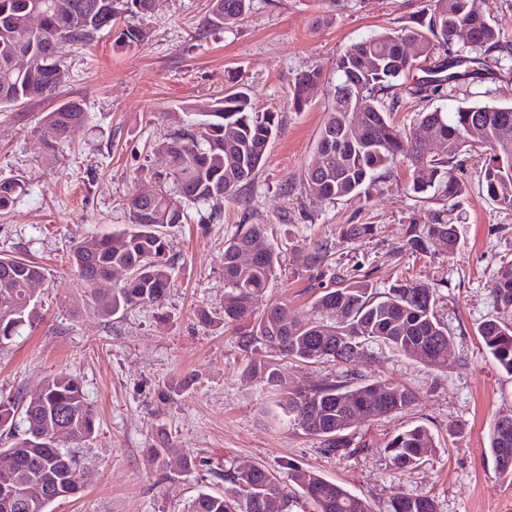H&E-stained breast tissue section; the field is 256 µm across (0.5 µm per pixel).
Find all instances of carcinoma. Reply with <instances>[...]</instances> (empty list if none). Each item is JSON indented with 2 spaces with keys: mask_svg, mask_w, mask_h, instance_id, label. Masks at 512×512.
<instances>
[{
  "mask_svg": "<svg viewBox=\"0 0 512 512\" xmlns=\"http://www.w3.org/2000/svg\"><path fill=\"white\" fill-rule=\"evenodd\" d=\"M251 0H213L211 23L222 27L241 21ZM160 0H0V109L48 96L62 83L66 69L62 48L87 44L95 33L114 25L121 13L143 16ZM41 15L38 27L31 17ZM425 31H386L351 45L336 61L330 88L331 107L316 147L319 165L309 166L302 185L321 201L361 197L379 173L400 162L411 169L409 190L448 202L453 211L466 193L450 163L474 146L485 149L482 187L490 200L512 207V104L458 105L452 112L438 108L419 114V132L394 124L391 111L408 94L420 100L445 95L460 82L483 79L511 57L504 53L500 30L474 0H430L422 23ZM147 39L138 26L121 29L116 43L136 47ZM420 62L429 76L403 82ZM315 71L296 79L291 106L308 105L309 90L318 84ZM195 127L176 129L160 149L166 167L158 189L132 195L127 202L128 227L73 243L70 257L89 287L92 312L109 319L134 306L162 304L171 284V256L166 228L183 223L184 204L215 203L236 193L264 165L268 143L278 127V114L257 112L243 91L196 108ZM54 144H66L87 121L83 103L71 99L43 117ZM20 183L0 180V210L10 207ZM436 210L428 224H409L404 248L427 252L457 247V227ZM267 225L241 224L224 242V323L247 325L239 336L245 349L260 343L284 357L315 364L336 361L344 366L336 379L304 387L288 386L280 372L265 362H251L247 371L261 375L272 388L274 418L315 437L326 455L348 448L353 417L375 418L401 412L417 400L409 388L377 379L365 382L352 369L373 358L374 348L387 347L431 367L448 363L451 336L437 316V291L421 283L394 284L378 291L363 282L345 283L334 273L315 284L320 289L314 314L293 318L288 306L269 303L262 313L256 304L276 276L280 252L266 242ZM266 247L248 264L238 256L258 243ZM330 246L300 249V271L328 266ZM116 268L125 270L121 283L101 293L93 288ZM43 267L21 257H0V351L6 350L21 327L38 317L29 285L43 279ZM495 315L477 333L495 363L512 373V261L492 277ZM21 416L24 430L0 454L12 464L0 468V512H49V506L76 495L88 482L74 449L96 430V414L78 377L57 373L29 399L0 403V428ZM436 448L422 425L397 434L384 448L393 469L406 473ZM489 451L496 470L512 477V418L494 421ZM177 450L149 449L151 463L171 468ZM289 484L262 465L237 466L224 472L222 493L199 492L186 512H293L304 499L314 512H372L369 503L344 486L301 463L288 462ZM386 512H436L427 495L392 499Z\"/></svg>",
  "mask_w": 512,
  "mask_h": 512,
  "instance_id": "cac0c4a2",
  "label": "carcinoma"
}]
</instances>
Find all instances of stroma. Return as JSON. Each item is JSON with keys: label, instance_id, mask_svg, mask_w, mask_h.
<instances>
[{"label": "stroma", "instance_id": "1", "mask_svg": "<svg viewBox=\"0 0 512 512\" xmlns=\"http://www.w3.org/2000/svg\"><path fill=\"white\" fill-rule=\"evenodd\" d=\"M428 0H252L239 23L211 25V0H162L136 18L148 33L134 49L103 31L85 46H65L68 75L51 96L0 115V179L23 191L0 215V254L44 269L35 299L40 316L0 353V400L31 396L49 376L77 375L97 412L94 436L79 448L90 475L83 492L54 502L51 512H183L199 491L224 490L230 467L258 463L287 480L296 461L364 497L386 512L400 495L425 494L436 512H512V480L489 454L494 419L512 416V374L484 349L478 326L494 315L492 275L512 261V208L492 202L482 185V148L466 155L456 174L465 196L446 218L457 224L454 254L403 250L405 229L429 223L439 202L415 198L410 170L393 166L366 195L322 202L301 182L313 162L327 117L337 57L375 34L405 29ZM321 80L303 111L289 99L301 73ZM250 94L257 111L281 116L265 165L220 209L192 205L184 223L168 228L171 286L161 306L136 307L110 319L92 314L70 261L73 241L128 224L127 198L153 192L166 164L158 145L165 133L195 123L193 107L222 97L230 82ZM80 100L86 124L70 144L51 148L41 119L59 104ZM512 102V68L462 84L454 96L422 103L404 99L395 124L413 130L422 108L462 102ZM268 227L282 269L266 300L287 303L301 319L313 312L309 276H295L296 247L331 246L336 273L384 290L398 281L435 288L437 315L452 338L442 368L383 348L358 363L365 379L386 378L413 390L417 403L357 424L353 450L322 452L319 440L265 414L266 384L246 374L249 361H269L289 385H313L340 373L335 363L307 364L264 346L243 351L224 323V243L243 220ZM348 224H370L373 235L342 237ZM423 425L437 448L417 468L393 470L383 453L399 432ZM458 436H451V429ZM191 456L192 472H162L148 449L161 441Z\"/></svg>", "mask_w": 512, "mask_h": 512}]
</instances>
